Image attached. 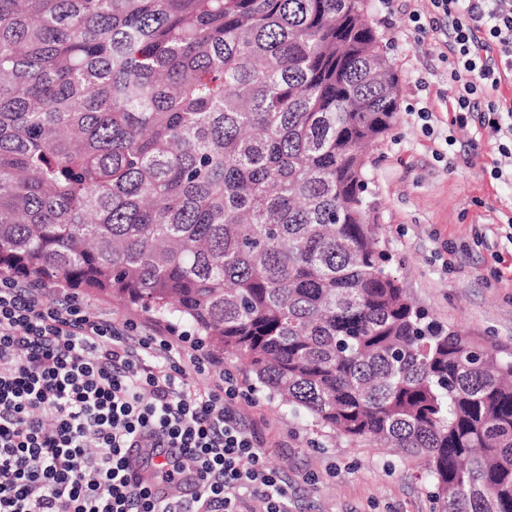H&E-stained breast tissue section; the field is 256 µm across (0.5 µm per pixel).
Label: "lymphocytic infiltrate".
I'll return each instance as SVG.
<instances>
[{
	"instance_id": "obj_1",
	"label": "lymphocytic infiltrate",
	"mask_w": 512,
	"mask_h": 512,
	"mask_svg": "<svg viewBox=\"0 0 512 512\" xmlns=\"http://www.w3.org/2000/svg\"><path fill=\"white\" fill-rule=\"evenodd\" d=\"M447 36L448 109L467 127L492 114L512 140V0H430ZM131 322L89 312L78 298L0 278V512H288L292 486L270 467L257 432L238 419L235 387L199 389L191 375L216 357L173 337L137 336ZM165 448L161 493L128 461Z\"/></svg>"
}]
</instances>
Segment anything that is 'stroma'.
<instances>
[{"instance_id": "stroma-1", "label": "stroma", "mask_w": 512, "mask_h": 512, "mask_svg": "<svg viewBox=\"0 0 512 512\" xmlns=\"http://www.w3.org/2000/svg\"><path fill=\"white\" fill-rule=\"evenodd\" d=\"M369 15L400 78L390 134L369 150L368 219L390 257L388 271L430 319L512 352V182L491 179L496 140L450 125L440 36L409 30L429 0H369ZM433 110L430 130L417 118ZM91 311L143 329L160 319L139 307L76 289ZM242 395L245 424H259L271 466L296 488L290 512H433L420 462L388 448L352 445L303 414L278 408L252 373L224 356Z\"/></svg>"}]
</instances>
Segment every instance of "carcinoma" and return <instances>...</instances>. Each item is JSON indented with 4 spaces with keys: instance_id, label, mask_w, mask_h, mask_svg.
<instances>
[{
    "instance_id": "1",
    "label": "carcinoma",
    "mask_w": 512,
    "mask_h": 512,
    "mask_svg": "<svg viewBox=\"0 0 512 512\" xmlns=\"http://www.w3.org/2000/svg\"><path fill=\"white\" fill-rule=\"evenodd\" d=\"M368 0H0V276L188 323L435 512H512V353L385 270L365 148L399 112Z\"/></svg>"
}]
</instances>
